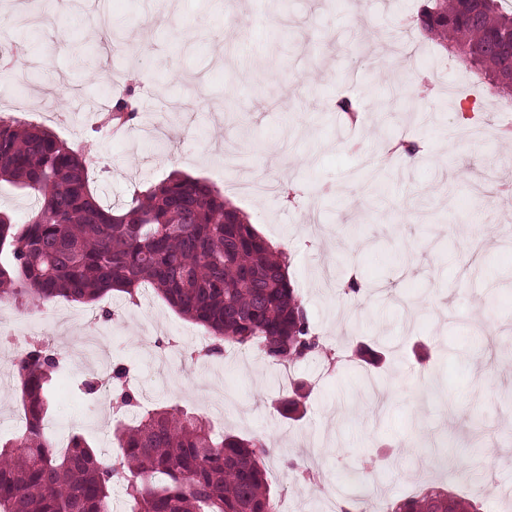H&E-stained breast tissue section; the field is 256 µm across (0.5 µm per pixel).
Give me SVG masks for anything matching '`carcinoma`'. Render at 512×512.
Returning <instances> with one entry per match:
<instances>
[{"instance_id":"1","label":"carcinoma","mask_w":512,"mask_h":512,"mask_svg":"<svg viewBox=\"0 0 512 512\" xmlns=\"http://www.w3.org/2000/svg\"><path fill=\"white\" fill-rule=\"evenodd\" d=\"M416 26L512 101V13L499 0H431ZM128 87L107 110L122 131L138 118ZM34 199L24 219L0 211V303H92L111 292L134 301L149 286L211 339L207 356L252 347L292 367L329 356L288 278L290 256L264 239L215 186L174 172L106 208L86 160L47 129L0 119V181ZM59 358L34 340L14 361L27 431L0 440V512H277L266 480L272 446L217 433L178 404L143 411L129 370L113 369V406L135 413L113 430L111 461L75 435L58 455L43 433L54 410ZM388 512H478L430 488Z\"/></svg>"}]
</instances>
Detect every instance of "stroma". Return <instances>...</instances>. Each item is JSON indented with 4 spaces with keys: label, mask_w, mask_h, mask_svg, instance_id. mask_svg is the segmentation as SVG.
I'll list each match as a JSON object with an SVG mask.
<instances>
[{
    "label": "stroma",
    "mask_w": 512,
    "mask_h": 512,
    "mask_svg": "<svg viewBox=\"0 0 512 512\" xmlns=\"http://www.w3.org/2000/svg\"><path fill=\"white\" fill-rule=\"evenodd\" d=\"M427 0H55L53 21L19 33L30 57L50 55L41 84L59 82L58 107L79 110L62 129L40 120L39 86L16 90L0 70V91L26 98V120L85 152L90 178L105 205L126 200L132 186L156 184L172 172L206 180L244 212L274 247L292 255L289 278L313 327L350 350L383 351L378 394L362 387L355 368L327 370L322 358L291 369L262 354L225 350L219 357L172 361L169 385L154 388L147 337L194 346L197 325L156 295L141 313L108 319L113 365L129 368L142 406L177 403L227 432L257 436L280 448L266 478L278 499L298 512H323L324 491L358 494L345 472L380 476L386 501L415 495L414 472L445 460L430 485L454 492L480 512H497L488 485L512 490V149L501 132L505 113L483 111L466 98L448 101L444 89L479 85L452 63L438 39L408 29ZM105 9L124 44L109 64L134 78L140 125L168 113L161 148L134 136L116 140L90 117L108 109L113 89L91 72L99 48L75 52L88 18ZM391 57L396 76L378 63ZM366 107L345 122L333 104L345 92ZM426 145L416 162L391 156L403 132ZM238 154L257 175L283 171L294 201L261 200L234 186ZM374 162L384 170L383 196L368 199L354 170ZM356 276L384 291L350 301L325 275ZM13 352L0 351V437L21 411ZM443 383L444 400H428L427 372ZM82 366L57 386L50 423L64 437H83L105 456L115 454L113 416L74 387ZM302 398L293 418L277 401L290 386ZM311 464L317 485L298 481L286 460Z\"/></svg>",
    "instance_id": "stroma-1"
}]
</instances>
